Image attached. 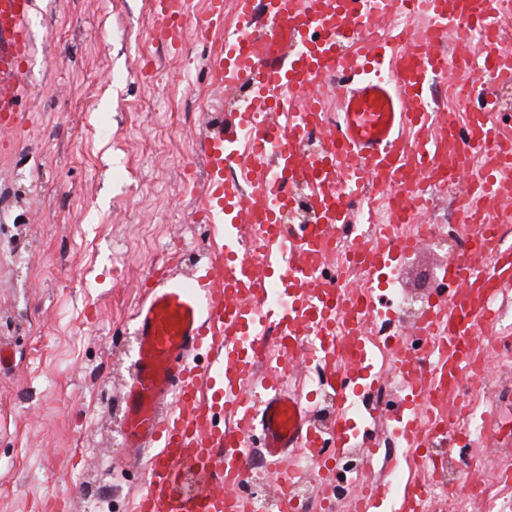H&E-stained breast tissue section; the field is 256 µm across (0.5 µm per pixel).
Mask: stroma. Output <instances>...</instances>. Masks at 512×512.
<instances>
[{
  "mask_svg": "<svg viewBox=\"0 0 512 512\" xmlns=\"http://www.w3.org/2000/svg\"><path fill=\"white\" fill-rule=\"evenodd\" d=\"M151 0H33L31 99L0 133V512H129L143 464L122 447L120 393L138 287L194 273L206 169L195 139L226 112L208 48L173 49ZM449 252L405 260L406 293Z\"/></svg>",
  "mask_w": 512,
  "mask_h": 512,
  "instance_id": "obj_1",
  "label": "stroma"
}]
</instances>
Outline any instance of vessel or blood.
Segmentation results:
<instances>
[{
	"label": "vessel or blood",
	"instance_id": "obj_1",
	"mask_svg": "<svg viewBox=\"0 0 512 512\" xmlns=\"http://www.w3.org/2000/svg\"><path fill=\"white\" fill-rule=\"evenodd\" d=\"M428 26L407 39L404 53L388 52L390 34L376 32L377 20L404 8L407 0H236L238 15L256 21L250 37L227 30L225 0H207L200 30L217 39L209 59L210 83L218 91L247 89L253 111L266 113V125L247 128L243 113L219 122L199 140L207 179L199 211L222 234L207 246L208 263L183 278L159 277L146 285L134 313L136 359L121 394L125 447L148 450L134 512H247L253 498L252 449H261L274 490L270 512H297L286 488L303 482L305 471L291 467L288 456L307 448L319 464L335 459L348 430L344 417L327 427L316 423L315 393L300 395L280 381V370L299 373L308 353L306 338L317 332L318 352L326 364L318 383L347 400L375 354L363 344L360 315L346 299L337 278L321 276L314 256L321 242L352 224L355 199L328 193L337 170L354 172L357 190L393 197L396 213L416 204L420 179L456 174L474 203L500 206L512 200V182L497 165L474 169L473 156L488 152L500 138V126L512 115L484 110L468 115L466 131L456 121H437L428 107L433 77L454 69L462 56L447 53L449 35L464 37L465 27L485 33L482 71L487 84L512 82V47L502 44L489 0H418ZM32 0H0V130H7L30 90L22 66L30 50L28 20ZM188 0H151L149 25L157 38L181 42ZM340 88V118L323 124L319 97L298 112L287 97L332 84ZM318 127L319 154L304 148L307 128ZM244 173L228 182L225 169ZM321 182L311 205V221L286 224L260 199L277 191L283 208L292 190ZM261 225L266 237L287 244L288 259L278 268V286L266 317L279 328L284 359L257 373L256 351L265 349L253 322L261 290L252 266L238 257V226ZM420 243H386L362 250L363 265H387L417 253ZM483 249L489 269L454 258L440 270L424 322L404 335L416 380V401L452 399L467 374L475 344L493 304L512 287V242L488 237ZM351 318L347 341L354 363H332L336 339L333 317ZM444 324L448 332L438 350L421 353L426 326ZM207 352L206 366L195 360ZM233 418L219 425L217 415Z\"/></svg>",
	"mask_w": 512,
	"mask_h": 512
}]
</instances>
